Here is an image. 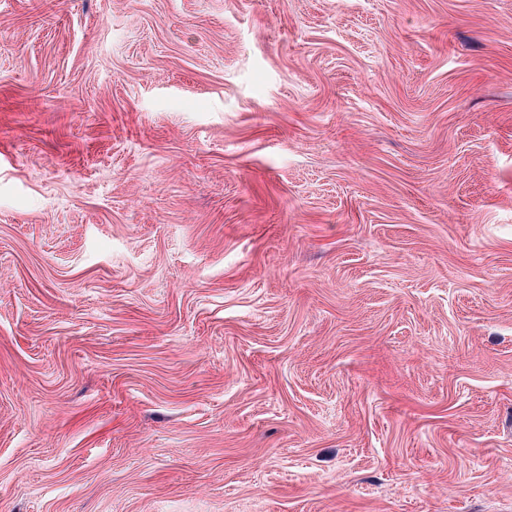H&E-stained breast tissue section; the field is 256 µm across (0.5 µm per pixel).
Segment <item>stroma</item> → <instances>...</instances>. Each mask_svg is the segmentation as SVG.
<instances>
[{
	"instance_id": "stroma-1",
	"label": "stroma",
	"mask_w": 512,
	"mask_h": 512,
	"mask_svg": "<svg viewBox=\"0 0 512 512\" xmlns=\"http://www.w3.org/2000/svg\"><path fill=\"white\" fill-rule=\"evenodd\" d=\"M0 512H512V0H0Z\"/></svg>"
}]
</instances>
